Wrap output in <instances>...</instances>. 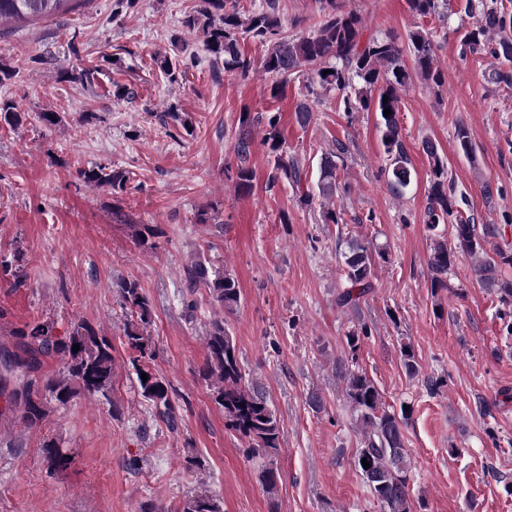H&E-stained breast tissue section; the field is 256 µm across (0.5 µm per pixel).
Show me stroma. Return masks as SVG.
<instances>
[{
	"mask_svg": "<svg viewBox=\"0 0 512 512\" xmlns=\"http://www.w3.org/2000/svg\"><path fill=\"white\" fill-rule=\"evenodd\" d=\"M344 2L366 18L367 35L403 42L420 24L436 43L444 86L415 79L401 93L415 175L399 191L385 173L379 112L345 111L333 90L299 125L304 77H291L274 98L273 74L215 71L202 32L182 25L198 0L131 8L88 0L47 20L0 23V55L15 71L0 99L21 117L15 125L0 119V347L16 348L15 330L37 321L53 322L61 336L85 322L110 336L115 360L110 398L78 396L38 428H25L0 395V512H137L147 503L176 512L201 489L222 512H380L353 467L360 436L334 370L339 359L405 419L413 512H512V304L479 285L464 253L448 289L431 290L421 147L431 140L447 159L457 209L494 228L489 249L512 252V87L491 82L490 51L464 50L461 37L474 24L466 0H448L444 21L417 20L407 0ZM158 53L177 62L176 79L158 69ZM92 67L90 84L59 77ZM116 82L132 97L114 98ZM244 111L280 113L283 149L312 184L322 155L346 144L339 172L350 190L335 204L339 223L325 221L319 203H301L290 184L270 183L258 127L254 187L237 192L233 147ZM45 112L56 113V124L42 121ZM460 123L474 158L458 150ZM99 164L126 172L123 191L79 179ZM135 224L153 229L152 247L135 240ZM351 238L388 246L390 256L375 266L373 293L343 311L336 246ZM198 257L237 280L241 303L224 326L246 381L262 388L283 423L273 497L200 373L215 308L205 289L188 288ZM123 280L150 300L151 366L169 383L175 425L141 396L123 343L131 320L117 289ZM188 298L195 311L186 310ZM354 331L353 350L346 337ZM407 343L419 364L413 377L401 360ZM432 379L439 389H429ZM313 392L324 400L317 412L307 403ZM49 441L73 455L67 468H47Z\"/></svg>",
	"mask_w": 512,
	"mask_h": 512,
	"instance_id": "obj_1",
	"label": "stroma"
}]
</instances>
